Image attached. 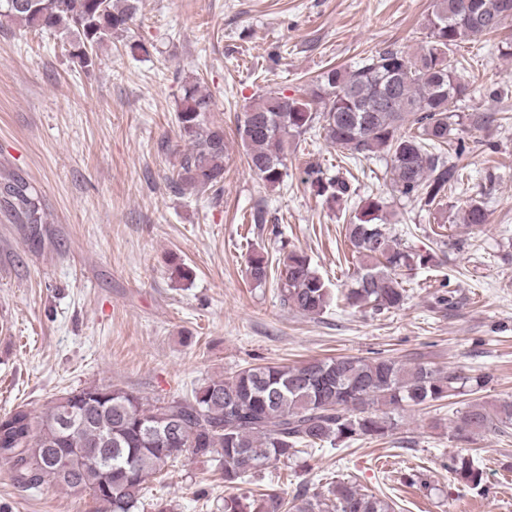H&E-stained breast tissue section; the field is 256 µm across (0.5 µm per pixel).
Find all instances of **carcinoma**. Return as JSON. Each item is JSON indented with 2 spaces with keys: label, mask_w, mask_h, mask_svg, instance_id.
Segmentation results:
<instances>
[{
  "label": "carcinoma",
  "mask_w": 512,
  "mask_h": 512,
  "mask_svg": "<svg viewBox=\"0 0 512 512\" xmlns=\"http://www.w3.org/2000/svg\"><path fill=\"white\" fill-rule=\"evenodd\" d=\"M140 0H0V22L17 21L61 36L80 68L96 64L97 50L129 28ZM433 0L424 21L425 45L408 56L383 49L354 69L330 67L312 88L288 96L265 93L240 118L247 165L264 185L283 182L288 139L316 127L349 158L381 154L389 166L391 191L431 207L462 184V167L449 164L446 148L465 151L458 134L489 123L486 112H464L469 94L462 61L451 56L461 45L502 30L512 22V0ZM213 96L199 82L184 85L176 119L181 155L176 182L203 191L224 184V127L209 120ZM332 206L348 195L339 179L310 181ZM0 197L17 224H40V204L23 181L7 180ZM387 199L362 201L345 226L358 267L344 301L376 314L399 309L408 299L402 272L415 254L400 247L384 224ZM461 223H487L485 202L471 198ZM251 283L275 277L283 304L306 316L329 306V288L306 255L291 250L271 262L260 253L248 261ZM487 385L481 375L444 371L422 363L356 356L312 358L296 365H254L213 377L188 396L150 403L117 386L89 384L64 391L37 421L18 406L0 415V458L12 463L13 480L26 489L44 484L87 494L97 512H139L145 484L180 454L218 462L224 483L240 484L251 473L286 463L316 446L333 448L386 438L397 428L385 408L417 407L472 395L461 411L455 436L467 439L512 428V399L495 403L475 394ZM82 448L77 454L74 449ZM453 479L482 485L483 468L469 454L448 460ZM385 495L351 481L331 484L328 495L299 490H251L224 498L223 512H394Z\"/></svg>",
  "instance_id": "obj_1"
}]
</instances>
